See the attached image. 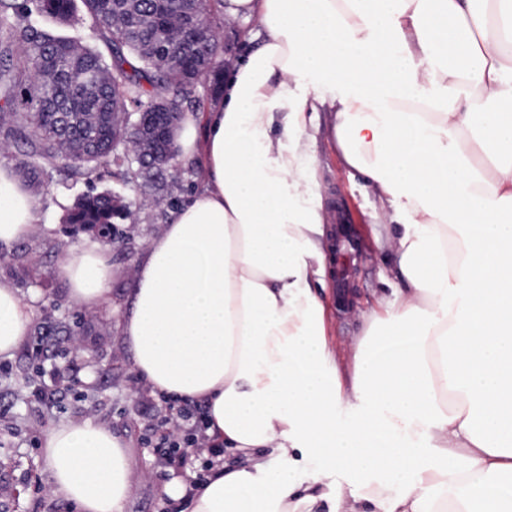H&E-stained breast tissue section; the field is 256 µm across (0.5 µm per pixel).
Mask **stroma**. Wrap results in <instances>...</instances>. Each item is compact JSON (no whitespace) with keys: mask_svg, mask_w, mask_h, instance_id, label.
I'll return each instance as SVG.
<instances>
[{"mask_svg":"<svg viewBox=\"0 0 512 512\" xmlns=\"http://www.w3.org/2000/svg\"><path fill=\"white\" fill-rule=\"evenodd\" d=\"M310 162L324 188L327 223L344 215L352 222L363 250L354 276L353 304L343 306L335 283L326 284L329 341L343 366L362 332V312L387 292L383 276L388 264L376 248L373 197L365 181L344 166L326 138H319ZM179 169L176 182L160 191H147L145 205L134 207L132 216L120 222L119 233L108 246L112 291L104 305L89 308L78 303L67 284L54 277L71 245L97 241L90 232L69 239L63 232V218L89 186L129 200L137 196L132 185L107 173L89 184L70 177L63 168L49 169L35 190L46 235L7 249L0 247V281L11 283L23 299L32 301L35 313L25 342L0 365V512H71L53 493L40 461L44 433L61 421L91 419L111 427L125 440L129 492L124 512H163L165 482L177 475L187 481H200L207 475L200 451L191 452L186 467L176 474L158 463L149 449L144 436L172 403L161 400L140 381L118 328L150 239L168 223L173 204L185 202L200 184L198 161L180 159ZM27 269L52 275L51 287L34 286L23 275ZM55 371L63 376L59 392L50 398L36 394L44 374Z\"/></svg>","mask_w":512,"mask_h":512,"instance_id":"stroma-1","label":"stroma"}]
</instances>
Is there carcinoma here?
<instances>
[{
  "label": "carcinoma",
  "instance_id": "carcinoma-1",
  "mask_svg": "<svg viewBox=\"0 0 512 512\" xmlns=\"http://www.w3.org/2000/svg\"><path fill=\"white\" fill-rule=\"evenodd\" d=\"M0 0V16H24L36 9L73 30L57 35L28 22L0 38V131L12 139L21 158L16 168L30 182H41L46 167L60 165L75 178H91L113 166L126 180L158 188L169 180L173 161L145 154L151 113L169 101L154 91L197 101L200 85L220 89L224 45L212 33L196 35L200 20L212 23V0ZM91 21L108 53L83 44L80 25ZM193 38L175 41L174 24ZM122 112H145L142 129L120 125ZM109 192L80 195L65 223L112 238L115 216L131 214Z\"/></svg>",
  "mask_w": 512,
  "mask_h": 512
}]
</instances>
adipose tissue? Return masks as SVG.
<instances>
[{"mask_svg": "<svg viewBox=\"0 0 512 512\" xmlns=\"http://www.w3.org/2000/svg\"><path fill=\"white\" fill-rule=\"evenodd\" d=\"M249 54L179 154L203 181L155 235L119 318L137 376L206 410L240 455L187 512H512V0H224ZM375 197L391 287L348 373L327 338L319 136ZM40 201L0 165V247L36 240ZM56 274L111 292L105 248ZM32 305L0 281V358ZM41 461L72 512H123L124 442L50 427Z\"/></svg>", "mask_w": 512, "mask_h": 512, "instance_id": "1", "label": "adipose tissue"}]
</instances>
